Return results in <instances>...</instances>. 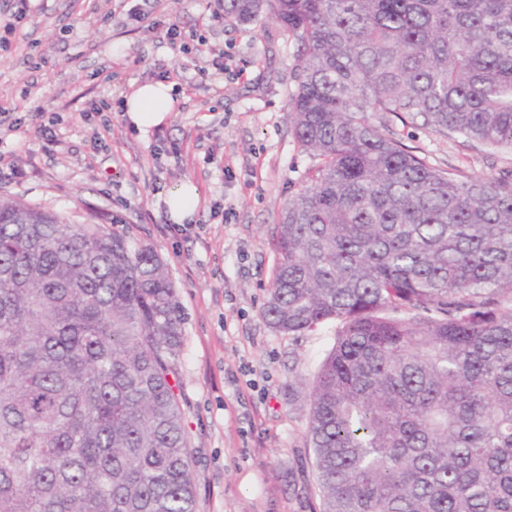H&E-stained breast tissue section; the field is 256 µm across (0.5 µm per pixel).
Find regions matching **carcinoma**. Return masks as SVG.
<instances>
[{
	"mask_svg": "<svg viewBox=\"0 0 512 512\" xmlns=\"http://www.w3.org/2000/svg\"><path fill=\"white\" fill-rule=\"evenodd\" d=\"M297 45L315 164L260 310L336 323L305 400L320 512H512V173L437 168L389 114L512 151V0H218ZM167 263L0 196V512H196Z\"/></svg>",
	"mask_w": 512,
	"mask_h": 512,
	"instance_id": "1",
	"label": "carcinoma"
}]
</instances>
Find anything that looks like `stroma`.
I'll list each match as a JSON object with an SVG mask.
<instances>
[{"instance_id":"obj_1","label":"stroma","mask_w":512,"mask_h":512,"mask_svg":"<svg viewBox=\"0 0 512 512\" xmlns=\"http://www.w3.org/2000/svg\"><path fill=\"white\" fill-rule=\"evenodd\" d=\"M0 0V196L98 223L151 245L185 313L179 386L197 512H316L307 408L286 385L311 380L335 323L307 336L260 316L277 262L269 228L313 160L288 120L295 42L279 24L240 26L217 0ZM173 87L171 116L138 131L139 86ZM111 105L91 118L92 102ZM432 165L512 171V153L376 116ZM200 203L181 235L164 203L184 181Z\"/></svg>"}]
</instances>
